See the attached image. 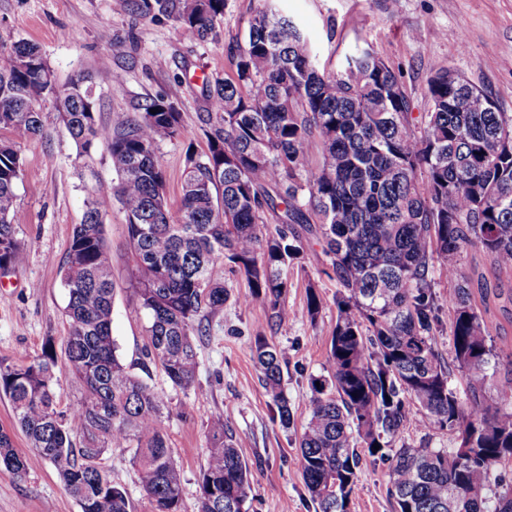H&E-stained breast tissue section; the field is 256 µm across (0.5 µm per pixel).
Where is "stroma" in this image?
I'll use <instances>...</instances> for the list:
<instances>
[{"instance_id": "stroma-1", "label": "stroma", "mask_w": 512, "mask_h": 512, "mask_svg": "<svg viewBox=\"0 0 512 512\" xmlns=\"http://www.w3.org/2000/svg\"><path fill=\"white\" fill-rule=\"evenodd\" d=\"M318 52L321 72L334 74L355 46L370 48L402 82L412 112L428 109L427 82L436 69L452 67L489 92L501 111L512 113V0H273ZM262 0H226L217 40L193 42L161 16L133 15L125 0H0V48L35 43L59 80L91 75L96 117L118 126L146 101L163 95L177 102L183 134L159 144L166 193L178 209L187 152L203 154L207 142L200 112L206 81L232 77L230 47L243 40ZM122 84H114L113 73ZM47 133L23 142V173L15 187L16 236L25 249L21 265L0 271V362L40 356L46 342L62 345L69 332L67 291L61 265L73 228L82 222L93 185L116 184L118 176L103 145L81 152L57 117L44 106ZM115 295L112 336L123 363L137 368L144 357L147 318L130 286L125 215L111 203L105 216ZM289 273L288 320L272 324L259 303L242 304L246 279L224 265L214 276L231 298L197 338L195 392L173 390L161 370L151 382L166 392L168 442L180 473L182 512H198L199 478L206 465L207 424L224 420L253 476L250 512H315L299 465L298 438L309 418L311 381L327 377L330 336L336 323L334 279L312 236ZM322 300L317 319L304 312L309 291ZM478 306L500 356L512 354V276ZM283 353L284 391L294 426L283 429L252 358L255 336ZM0 428L11 431L16 451L27 459L23 476L0 469V512H81L52 465L37 455L15 427L12 405L0 395ZM128 452L115 450L104 465L124 487L135 512H150ZM388 465L365 459L349 512H394Z\"/></svg>"}]
</instances>
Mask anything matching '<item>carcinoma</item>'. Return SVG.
I'll return each mask as SVG.
<instances>
[{"mask_svg":"<svg viewBox=\"0 0 512 512\" xmlns=\"http://www.w3.org/2000/svg\"><path fill=\"white\" fill-rule=\"evenodd\" d=\"M225 4L127 0L140 17L173 18L196 42L218 38ZM233 57L235 79L206 86L208 111L200 121L208 151L187 157L173 212L157 149L182 135L175 102L153 98L125 123L105 126L88 98L91 76L57 82L39 47L27 41L0 50V267L24 259L14 225L20 144L46 135L47 100L59 106L81 149L106 146L119 174L115 186L91 187L63 262L70 325L64 354L82 396L58 410L49 342L38 358L0 364V393L10 399L16 425L81 512H133L103 465L118 448L130 452L151 512H181L164 425L170 400L148 382L151 367L161 368L174 389H195V337L230 298L212 275L218 263L247 280L250 293L241 303L260 301L270 320H285L288 267L303 249L290 225L300 224L321 243L340 287L329 378L311 382L310 418L299 438L316 512H348L360 443L390 461L395 512H512V486H503L512 464V393L497 402L488 396L500 359L463 270L464 253L478 247L495 274L512 272V151L501 145L512 133V113L448 67L429 78V109L415 116L403 84L371 50L355 48L326 75L295 23L267 4ZM114 198L125 213L131 288L147 316L139 375L121 362L112 337L104 215ZM312 214L319 223H310ZM270 219L275 229L262 231ZM436 261L456 282L448 293L451 365L438 350ZM254 355L288 429L282 353L258 336ZM454 371L463 399L450 384ZM407 426L446 430L467 451L389 447ZM208 440L199 512H249L250 470L223 420L208 424ZM0 466L17 476L27 470L2 428Z\"/></svg>","mask_w":512,"mask_h":512,"instance_id":"carcinoma-1","label":"carcinoma"}]
</instances>
